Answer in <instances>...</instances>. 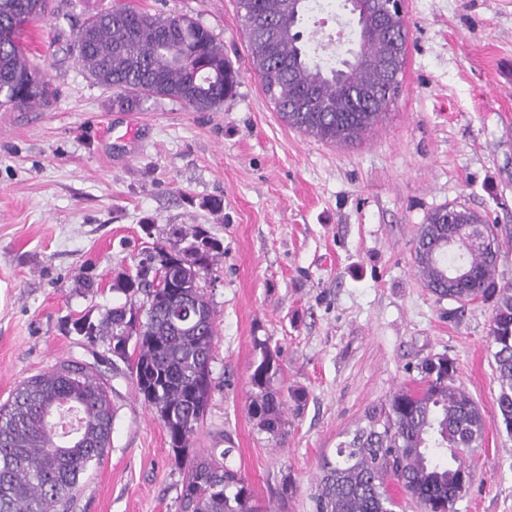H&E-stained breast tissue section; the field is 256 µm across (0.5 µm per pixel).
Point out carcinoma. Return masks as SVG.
Returning <instances> with one entry per match:
<instances>
[{
  "mask_svg": "<svg viewBox=\"0 0 512 512\" xmlns=\"http://www.w3.org/2000/svg\"><path fill=\"white\" fill-rule=\"evenodd\" d=\"M364 29L351 58L340 66L315 62L301 38L305 10L289 0H238L253 70L264 95L291 128L330 143H351L385 113L360 102L359 89L395 100L401 82L377 64L391 49L378 24L382 0H367ZM49 0H0V108L22 111L49 102L52 90L20 41ZM150 15L129 4L94 14L78 29L73 51L85 75L113 92V103L133 108L169 99L194 112H217L237 93L240 71L224 47L195 19ZM146 250L135 272L119 273L112 290L140 304L107 309L94 322L81 316L68 332L87 342L131 336L120 358L136 394L163 424L176 459L185 464L180 512H252L253 490L241 471L213 457L190 455L212 390L204 378L214 359L216 313L206 277L223 255L208 231L172 230ZM499 243L494 226L458 205L431 211L420 225L413 262L436 297L464 305L494 303L497 418L512 422V284L495 277ZM250 375L249 417L274 441L285 434V401L275 381L279 356L259 343ZM446 355L425 360L421 379L365 411V425L336 447L322 466L319 512H396L390 485L420 512H456L471 472L463 456L482 446L486 420L455 383ZM112 399L93 367L62 361L31 377L0 406V512H66L74 491L112 442Z\"/></svg>",
  "mask_w": 512,
  "mask_h": 512,
  "instance_id": "cac0c4a2",
  "label": "carcinoma"
}]
</instances>
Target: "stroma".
Here are the masks:
<instances>
[{"label":"stroma","instance_id":"stroma-1","mask_svg":"<svg viewBox=\"0 0 512 512\" xmlns=\"http://www.w3.org/2000/svg\"><path fill=\"white\" fill-rule=\"evenodd\" d=\"M121 2L56 0V15L23 34L55 98L31 112L0 108V404L74 356L112 386L111 448L71 512H179L183 469L125 364L107 343L65 331L71 316L96 320L124 304L115 273L175 224L204 227L224 250L209 291L214 388L192 450L229 451L256 512H317L323 458L369 405L442 354L486 418L457 512H512L493 306L438 299L412 253L429 212L464 205L494 225L496 276L512 283V0H407L402 92L349 144L281 120L250 68L236 0H130L194 18L223 44L241 79L221 110L167 99L113 107L70 47L87 15ZM213 197L221 211L207 207ZM261 341L278 350L284 386L306 394L303 406L287 403L278 442L248 415Z\"/></svg>","mask_w":512,"mask_h":512}]
</instances>
